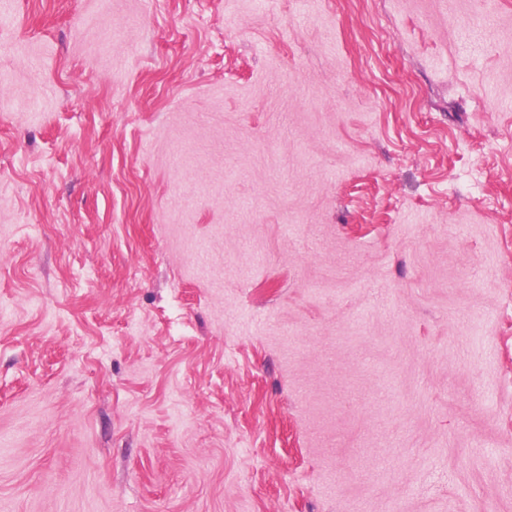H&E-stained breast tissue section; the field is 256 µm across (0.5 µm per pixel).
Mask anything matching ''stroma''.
Masks as SVG:
<instances>
[{"mask_svg":"<svg viewBox=\"0 0 512 512\" xmlns=\"http://www.w3.org/2000/svg\"><path fill=\"white\" fill-rule=\"evenodd\" d=\"M0 512H512V0H10Z\"/></svg>","mask_w":512,"mask_h":512,"instance_id":"obj_1","label":"stroma"}]
</instances>
